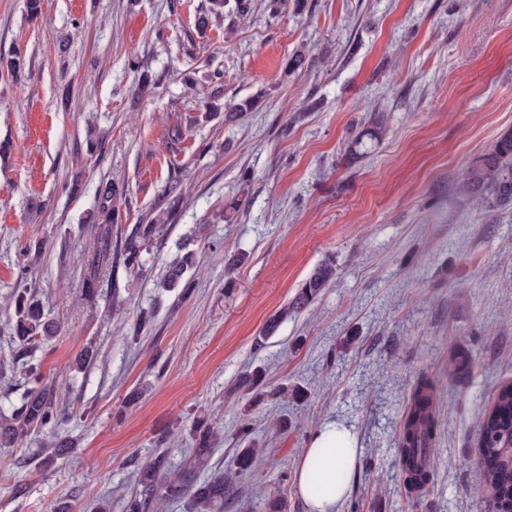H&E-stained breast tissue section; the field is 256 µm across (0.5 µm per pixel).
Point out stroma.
I'll return each instance as SVG.
<instances>
[{"mask_svg":"<svg viewBox=\"0 0 512 512\" xmlns=\"http://www.w3.org/2000/svg\"><path fill=\"white\" fill-rule=\"evenodd\" d=\"M29 2L0 0V422L28 387L6 308L21 288L62 326L30 360L68 416L0 448V512L105 497L123 512L138 466L187 462L200 417L223 434L213 467L241 427L264 450L224 512H308L295 470L331 420L359 449L340 512H486L475 454L512 381V210L480 211L457 182L512 130V0ZM299 50L309 65L288 72ZM142 74L156 88L138 97ZM250 98L231 120L209 109ZM373 124L379 142L351 155ZM109 186L119 232L169 220L143 273L101 276L92 304L84 261ZM183 250L198 257L187 295L160 285ZM328 259L335 284L261 340ZM460 351L469 366L449 374ZM257 367L285 396L249 404L235 384ZM422 373L439 441L417 498L398 431Z\"/></svg>","mask_w":512,"mask_h":512,"instance_id":"stroma-1","label":"stroma"}]
</instances>
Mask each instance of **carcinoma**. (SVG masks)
Returning <instances> with one entry per match:
<instances>
[{"label": "carcinoma", "instance_id": "cac0c4a2", "mask_svg": "<svg viewBox=\"0 0 512 512\" xmlns=\"http://www.w3.org/2000/svg\"><path fill=\"white\" fill-rule=\"evenodd\" d=\"M459 191L487 212L512 207V130L504 132L490 150L469 165L459 183ZM98 216L97 247L88 260L89 275L85 288V295L91 302L97 300L95 283L102 269L109 270L114 278L118 277L121 269L128 273L142 270V254L152 244L158 225L167 222L165 218L156 217L146 224L135 225L128 235L112 239V225L121 223V216L112 207L110 190L103 195ZM195 265L194 254L181 257L169 266L162 286L185 290L193 287V280L185 274ZM335 276L336 267L331 261L318 265L296 297L267 320L263 338L273 336L288 316L298 314L313 304ZM15 316L14 330L22 356L59 333L58 323L45 317L39 300L25 290L15 297ZM28 375L33 377L34 386L21 397L12 421L0 424L1 448H10L28 434L55 427L66 418L55 388L42 382V376L34 366L29 367ZM265 380V371L256 369L242 378L241 385L252 393L256 401L282 393L278 388H267ZM437 430L436 386L431 377L422 375L415 383L398 439L403 481L412 494L423 492L431 481L428 455L435 443ZM192 440L187 468L172 470L167 454L159 452L139 469L138 490L127 499L126 512H149L162 502H184L187 512H224V500L237 491L240 478L256 466L263 449L256 447L249 433H243L241 441L247 447L236 454L233 466L220 469L200 481L198 475L210 468L221 435L206 421L198 420ZM478 444L480 455L487 462L482 494L493 512H509L512 464L503 459L502 451L505 446L512 445V382L498 388L491 409L482 416Z\"/></svg>", "mask_w": 512, "mask_h": 512}]
</instances>
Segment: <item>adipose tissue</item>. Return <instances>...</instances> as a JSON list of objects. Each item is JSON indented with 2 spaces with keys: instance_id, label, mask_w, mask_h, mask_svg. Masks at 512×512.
Wrapping results in <instances>:
<instances>
[{
  "instance_id": "ef3b65f1",
  "label": "adipose tissue",
  "mask_w": 512,
  "mask_h": 512,
  "mask_svg": "<svg viewBox=\"0 0 512 512\" xmlns=\"http://www.w3.org/2000/svg\"><path fill=\"white\" fill-rule=\"evenodd\" d=\"M357 450L348 430L328 422L316 432L296 470L300 496L309 512H338L347 487L336 480L340 471H352Z\"/></svg>"
}]
</instances>
